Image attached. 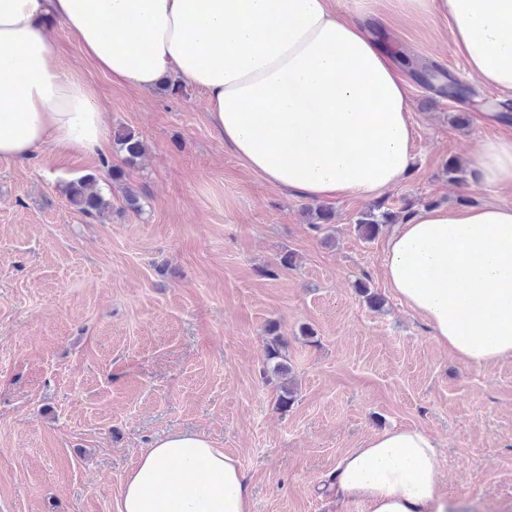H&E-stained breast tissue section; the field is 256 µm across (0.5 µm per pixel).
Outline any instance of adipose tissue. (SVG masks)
<instances>
[{"instance_id": "1", "label": "adipose tissue", "mask_w": 512, "mask_h": 512, "mask_svg": "<svg viewBox=\"0 0 512 512\" xmlns=\"http://www.w3.org/2000/svg\"><path fill=\"white\" fill-rule=\"evenodd\" d=\"M447 22L468 73L512 91V0H398ZM113 83L169 77L201 90L225 147L283 194L374 198L408 176L410 86L392 51L332 0H0V159L40 148L103 154L93 88L63 60L50 21ZM473 188L512 189V139L479 143ZM391 290L472 366L512 357V204L425 206L393 227ZM436 439L393 427L338 461V501L366 512H450ZM118 512H251L237 458L197 433L141 452Z\"/></svg>"}]
</instances>
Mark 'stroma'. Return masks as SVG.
<instances>
[{
    "label": "stroma",
    "instance_id": "1",
    "mask_svg": "<svg viewBox=\"0 0 512 512\" xmlns=\"http://www.w3.org/2000/svg\"><path fill=\"white\" fill-rule=\"evenodd\" d=\"M375 38L435 64L471 90L451 100L412 68V168L378 199L398 212L489 202L449 161L468 165L488 137L484 112L512 113V94L472 80L448 28L429 14L399 19L385 0H336ZM66 61L98 94L109 129H135L147 152L126 171L142 212L120 191L100 222L64 193L87 174L107 182L121 157L0 159V512H117L143 448L174 431L206 435L235 455L252 512H366L337 503L326 482L369 436L418 427L440 444V489L468 512H512V358L475 367L442 347L384 278L385 236L361 239L367 200H333L329 232L225 148L203 93L173 96L113 84ZM468 113L467 126L452 115ZM332 245H324V235ZM295 268L279 267L284 251ZM385 299L371 310L355 289ZM277 322L298 382L288 412L266 368ZM314 338L302 336V327Z\"/></svg>",
    "mask_w": 512,
    "mask_h": 512
}]
</instances>
